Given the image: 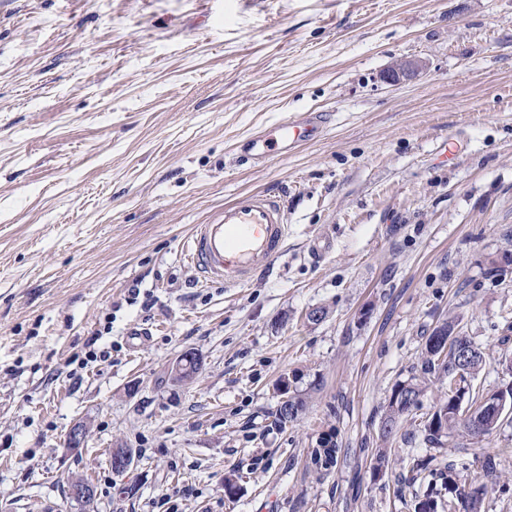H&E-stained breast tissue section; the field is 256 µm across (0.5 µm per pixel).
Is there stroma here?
<instances>
[{
	"mask_svg": "<svg viewBox=\"0 0 512 512\" xmlns=\"http://www.w3.org/2000/svg\"><path fill=\"white\" fill-rule=\"evenodd\" d=\"M404 59L421 74L386 82ZM303 112L321 137L263 166L236 153ZM262 191L284 201L282 255L200 283L193 226ZM506 250L512 0H0V512H413L398 480L432 455L472 486L497 455L512 484V415L438 455L408 423L380 436L446 318L485 353L474 390L512 381V271L487 272ZM284 374L309 402L282 429Z\"/></svg>",
	"mask_w": 512,
	"mask_h": 512,
	"instance_id": "35a3bbf8",
	"label": "stroma"
}]
</instances>
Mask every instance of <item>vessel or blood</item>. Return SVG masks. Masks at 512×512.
Instances as JSON below:
<instances>
[{"instance_id": "obj_1", "label": "vessel or blood", "mask_w": 512, "mask_h": 512, "mask_svg": "<svg viewBox=\"0 0 512 512\" xmlns=\"http://www.w3.org/2000/svg\"><path fill=\"white\" fill-rule=\"evenodd\" d=\"M323 113L284 117L266 134L242 143L254 160L287 156L299 143L316 139L324 129ZM288 236L281 198L266 192L246 194L195 225L187 259L203 282L238 287L267 271L283 251Z\"/></svg>"}]
</instances>
